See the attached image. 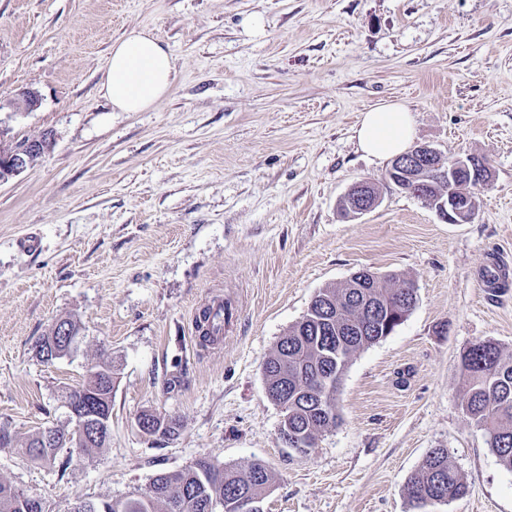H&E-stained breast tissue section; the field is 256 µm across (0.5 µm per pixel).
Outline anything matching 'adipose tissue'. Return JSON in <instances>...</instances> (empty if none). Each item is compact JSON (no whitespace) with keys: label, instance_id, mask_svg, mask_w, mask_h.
I'll return each mask as SVG.
<instances>
[{"label":"adipose tissue","instance_id":"obj_1","mask_svg":"<svg viewBox=\"0 0 512 512\" xmlns=\"http://www.w3.org/2000/svg\"><path fill=\"white\" fill-rule=\"evenodd\" d=\"M174 66L167 47L151 31L134 27L113 42L103 90L118 112H141L168 94ZM360 149L378 158L406 152L414 138L407 109L390 102L366 111L356 129Z\"/></svg>","mask_w":512,"mask_h":512}]
</instances>
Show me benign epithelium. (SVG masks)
Instances as JSON below:
<instances>
[{"instance_id":"obj_1","label":"benign epithelium","mask_w":512,"mask_h":512,"mask_svg":"<svg viewBox=\"0 0 512 512\" xmlns=\"http://www.w3.org/2000/svg\"><path fill=\"white\" fill-rule=\"evenodd\" d=\"M41 104V96L33 88H24L17 94L14 103L17 112H33ZM6 131L0 127V184L5 183L31 168L36 161L50 152L54 145V134L44 131L26 142L5 141ZM487 165L484 161L468 156L447 157L436 148L426 144L414 147L409 153L395 158L388 175L394 181L419 180L428 185L432 174L447 177L446 195L429 199L440 217L450 224H464L473 218L477 203L472 189L486 183ZM370 183L361 181L347 192L352 216L358 217L374 210L382 201L379 195L369 194Z\"/></svg>"}]
</instances>
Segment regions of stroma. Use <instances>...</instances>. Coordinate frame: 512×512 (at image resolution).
Listing matches in <instances>:
<instances>
[{
  "mask_svg": "<svg viewBox=\"0 0 512 512\" xmlns=\"http://www.w3.org/2000/svg\"><path fill=\"white\" fill-rule=\"evenodd\" d=\"M135 26L170 50L173 84L116 112L109 49ZM25 87L42 103L14 111ZM387 102L408 107L415 143L488 161L470 222L441 220L359 150L362 113ZM0 125L55 136L0 185L1 479L72 512L149 495L209 455L272 472L263 512H409L410 476L444 448L470 492L431 512H512V471L460 406L467 348L512 353V0H0ZM361 180L382 202L345 217ZM494 264L509 275L496 290L481 285ZM363 269L412 282L417 303L354 353L338 424L296 453L263 363L319 289ZM216 297L234 321L204 346L193 320ZM62 317L81 348L41 361ZM103 354L110 442L74 450L63 473L30 459L29 437L68 426L66 394ZM145 412L177 436L142 432Z\"/></svg>",
  "mask_w": 512,
  "mask_h": 512,
  "instance_id": "obj_1",
  "label": "stroma"
}]
</instances>
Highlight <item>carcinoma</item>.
<instances>
[{
	"mask_svg": "<svg viewBox=\"0 0 512 512\" xmlns=\"http://www.w3.org/2000/svg\"><path fill=\"white\" fill-rule=\"evenodd\" d=\"M417 301L412 283L391 274L353 273L343 284L318 291L303 319L290 327L263 364L265 388L284 410L282 427L301 441L300 453L315 447L318 436L336 426V375L344 373L358 350L388 336L410 314ZM68 336L79 335V325L60 318L36 345V355L50 362L65 352ZM102 358L88 369L82 384L67 398L90 403L95 418L112 417V386L101 372ZM465 392L461 408L483 430L500 463L512 470V357L491 341L468 349L462 358ZM148 434L170 439L179 425L152 413L144 414ZM74 431L48 427L29 439L26 454L52 462L58 449L69 447ZM273 475L255 462L245 468L220 464L209 456L175 472L158 474L151 494L115 500L111 512H237L239 497L260 503ZM412 512H427L432 499H459L468 485L448 460V450L433 448L407 483ZM33 497L0 481V512H36Z\"/></svg>",
	"mask_w": 512,
	"mask_h": 512,
	"instance_id": "cac0c4a2",
	"label": "carcinoma"
}]
</instances>
